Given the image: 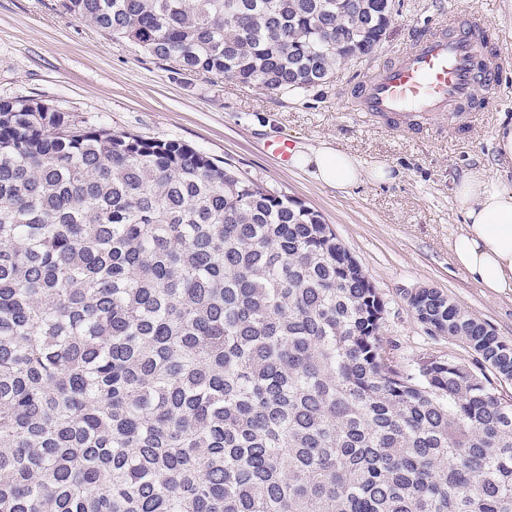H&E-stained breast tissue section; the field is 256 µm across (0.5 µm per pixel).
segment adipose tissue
<instances>
[{
    "label": "adipose tissue",
    "mask_w": 512,
    "mask_h": 512,
    "mask_svg": "<svg viewBox=\"0 0 512 512\" xmlns=\"http://www.w3.org/2000/svg\"><path fill=\"white\" fill-rule=\"evenodd\" d=\"M296 166L325 186L343 190L364 180L386 182L390 172L383 165L364 168L332 143L297 153ZM465 222L448 241L453 262L488 293L512 294V187L476 171L453 189Z\"/></svg>",
    "instance_id": "adipose-tissue-1"
}]
</instances>
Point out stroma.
I'll return each instance as SVG.
<instances>
[{"label":"stroma","mask_w":512,"mask_h":512,"mask_svg":"<svg viewBox=\"0 0 512 512\" xmlns=\"http://www.w3.org/2000/svg\"><path fill=\"white\" fill-rule=\"evenodd\" d=\"M473 12L485 14L498 43L512 48V0H399L374 58L287 98L176 70L65 14L57 0H0V97L42 99L115 133L181 140L318 211L385 299L383 334L394 363L427 353L467 362L459 342L432 337L413 317L405 294L418 286L440 289L512 343V295H487L448 252L462 224L454 180L476 169L501 174L494 137L501 122L512 120V63L487 111L423 134L388 130L352 111L347 90L416 32ZM276 137L300 149L332 142L364 165L387 164L391 179L337 191L270 155L265 145ZM504 177L512 185V173Z\"/></svg>","instance_id":"35a3bbf8"}]
</instances>
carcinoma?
<instances>
[{
	"label": "carcinoma",
	"mask_w": 512,
	"mask_h": 512,
	"mask_svg": "<svg viewBox=\"0 0 512 512\" xmlns=\"http://www.w3.org/2000/svg\"><path fill=\"white\" fill-rule=\"evenodd\" d=\"M383 0H59L180 71L288 96ZM350 45L336 50V35ZM392 364L386 302L301 202L178 140L0 98V512H512V343Z\"/></svg>",
	"instance_id": "1"
}]
</instances>
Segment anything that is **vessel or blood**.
I'll list each match as a JSON object with an SVG mask.
<instances>
[{
	"instance_id": "1",
	"label": "vessel or blood",
	"mask_w": 512,
	"mask_h": 512,
	"mask_svg": "<svg viewBox=\"0 0 512 512\" xmlns=\"http://www.w3.org/2000/svg\"><path fill=\"white\" fill-rule=\"evenodd\" d=\"M490 31L486 17L473 14L418 32L356 85V111L390 129L418 132L436 119L455 125L465 113L484 111L497 93L502 55Z\"/></svg>"
}]
</instances>
